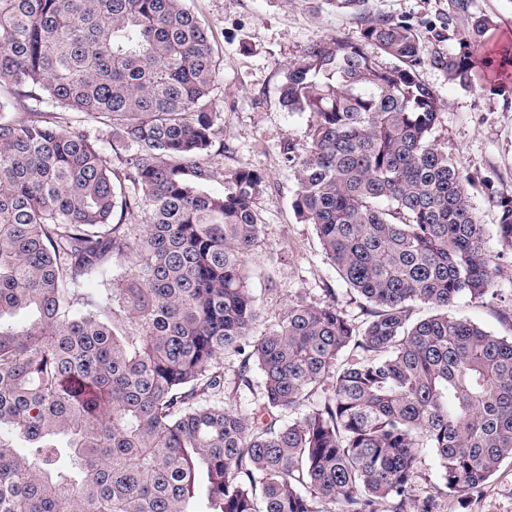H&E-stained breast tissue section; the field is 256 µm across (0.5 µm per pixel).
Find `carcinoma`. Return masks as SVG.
<instances>
[{"label": "carcinoma", "instance_id": "1", "mask_svg": "<svg viewBox=\"0 0 512 512\" xmlns=\"http://www.w3.org/2000/svg\"><path fill=\"white\" fill-rule=\"evenodd\" d=\"M491 27L472 17L444 56L366 14L360 40L284 67L283 106L312 114L305 155L282 146L292 207L366 318L297 301L257 335L263 178L210 162L209 28L187 0H0V512H437L412 494L418 449L461 501L512 458V338L448 314L494 292L496 268L417 74L472 86ZM497 207L512 252V197ZM114 268L112 291L81 288ZM222 354L247 388L261 372L245 410L224 405Z\"/></svg>", "mask_w": 512, "mask_h": 512}]
</instances>
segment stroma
I'll use <instances>...</instances> for the list:
<instances>
[{
	"instance_id": "stroma-1",
	"label": "stroma",
	"mask_w": 512,
	"mask_h": 512,
	"mask_svg": "<svg viewBox=\"0 0 512 512\" xmlns=\"http://www.w3.org/2000/svg\"><path fill=\"white\" fill-rule=\"evenodd\" d=\"M190 5L208 23L220 57L213 98L220 114L215 142L224 152L214 156V166L227 171L246 166L264 177L254 200L262 232L246 256L249 284L261 306L260 327L277 324L290 302H324L330 289L350 318L361 319L363 299L347 292L313 225L301 223L292 209L297 180L281 144L291 141L296 154H304L312 117L288 111L280 95L284 65L325 37L359 40L360 14L323 0H190ZM365 12L409 18L426 51L444 54L459 50L472 17L484 16L493 26L476 55L512 50V0H467L463 10L451 0H367ZM418 75L441 101L435 142L471 181V205L487 227L486 252L497 269L495 294L459 297L450 312L510 337L512 254L503 251L496 233V200L512 196V68L486 73L475 90L450 82L430 65ZM439 510L512 512V459L468 500L440 497Z\"/></svg>"
}]
</instances>
